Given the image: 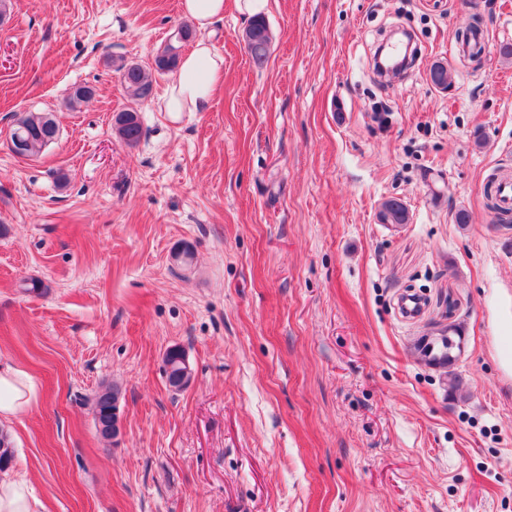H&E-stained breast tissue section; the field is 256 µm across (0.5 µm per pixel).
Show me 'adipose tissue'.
<instances>
[{"mask_svg": "<svg viewBox=\"0 0 512 512\" xmlns=\"http://www.w3.org/2000/svg\"><path fill=\"white\" fill-rule=\"evenodd\" d=\"M180 10L199 32L193 47L178 62L176 76L161 99L166 112L206 111L224 77V57L208 34L224 16V0H180ZM37 400L32 377L5 359H0V422L31 409Z\"/></svg>", "mask_w": 512, "mask_h": 512, "instance_id": "ef3b65f1", "label": "adipose tissue"}]
</instances>
